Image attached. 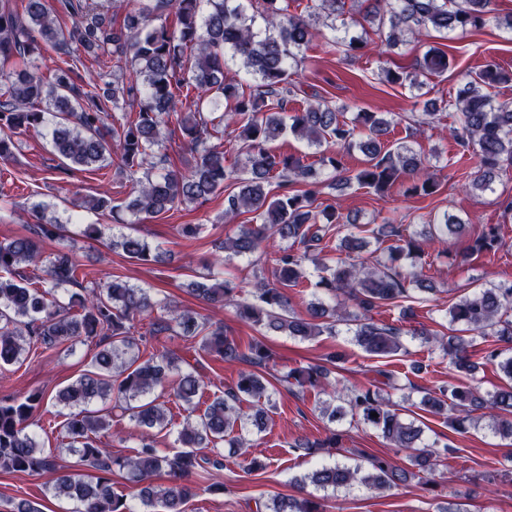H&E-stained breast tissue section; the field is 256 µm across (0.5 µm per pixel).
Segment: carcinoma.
I'll return each mask as SVG.
<instances>
[{"mask_svg": "<svg viewBox=\"0 0 512 512\" xmlns=\"http://www.w3.org/2000/svg\"><path fill=\"white\" fill-rule=\"evenodd\" d=\"M15 0H0V160L14 157L17 137L27 132L47 131L53 154L63 174L102 170L111 164L112 147L119 150L118 171L133 184L135 197L127 205L134 214L162 215L179 204L201 203L227 192L224 215L233 218L253 214L252 223L239 225L235 236L224 241V251L247 257L275 236L303 245L298 252L290 247L274 253L275 282H259L254 301L236 299L238 286L207 274L189 284V292L214 305L232 304L236 315L252 325L291 337L311 339L336 335L343 325L356 344L367 353L386 357L404 350L399 328L373 321L371 312L385 304L409 297V287L423 292L434 288L425 284L417 271L425 245H445L459 234L465 221L443 213L425 225L421 238L405 234L400 224L384 221L377 229L380 249L375 263L355 261L368 242L357 234H346L339 246L327 240L331 227L341 229L344 218L334 209H318L320 181L311 164L294 155L276 151L270 143L282 135L337 150L320 156L318 164L331 170L344 186L385 194L396 182L405 184L408 196H430L439 189L436 173L425 159L404 142L387 143L394 119L379 112L360 109L347 117L350 107L322 96L302 109L288 112V96L294 93L291 71L299 53L317 37L324 36L317 23L334 32L326 41L331 50L352 57L368 47L361 35H351L336 26L345 14L346 3L359 15L357 24L375 29L381 44L394 49L407 38L417 39L435 31L451 34L479 31L497 19L495 0H318L315 11L304 15L289 11L288 0H261L258 15L245 13L243 0H56V11L75 18L69 30L55 23L45 0H23V12ZM125 10L120 32L104 25L98 9ZM174 10L179 27L171 30L155 24L166 11ZM47 45L57 51L61 65L51 75L31 70L30 59ZM87 56L110 55L119 71L129 72L125 80L99 83L74 82L70 73L80 62L74 48ZM193 61L184 64L186 51ZM240 61L256 82L248 93L225 80L227 58ZM451 59L437 47L426 51L418 66L431 75L448 71ZM512 81V73L493 59L467 75L460 83L451 107L457 117L455 137L466 151L478 157L477 170L470 174L468 188L483 193L492 189L494 178L504 163H512V101L494 99L489 89ZM385 83L392 86H420L416 75L387 70ZM193 94L195 109L179 106L176 92ZM176 118L182 136L196 154L188 172L165 169L156 148L161 146L169 119ZM112 119V126L106 120ZM234 128L240 151L246 156L248 176L241 178L224 165L221 145L210 143L224 137V129ZM357 147L364 165L348 173L343 151ZM297 184L306 185L295 190ZM79 207L97 212H115L110 197H92ZM33 232L6 242L0 241V368L15 364L33 347L53 350L65 344L90 341L99 347L92 369L85 371L60 390L55 401L69 409L61 428L68 439L66 450L78 457L74 468L60 474L49 488L56 499L74 504V512H137L139 500L144 512H185L196 496L190 477L199 469L224 468L222 446L239 456L247 453L242 435L246 421L260 426L267 412L261 406L245 415L241 403L257 404L265 396L266 379L257 372L265 368L273 354L265 343L252 340L239 344L222 324L200 320L184 309L168 310V319L152 323L151 335L180 331L199 339V348L225 362H245L250 370L239 373L234 386L215 397L203 411L195 399L204 382L192 372L175 380L169 372L179 369L173 352L158 350L143 360L142 339L132 336L138 320L152 317L159 303L142 288L117 279H105L85 286L79 281L81 264L74 256L66 225L43 204L34 206ZM54 241L58 252L44 257L42 242ZM497 227L491 225L474 240L471 252L481 253L498 246ZM135 262H161L165 253L146 241L124 236L111 241ZM346 257H341V253ZM313 262L322 272L316 287L335 301L328 307L311 303L308 317L287 313L286 290L306 279L305 263ZM33 265L43 272L33 282L25 268ZM69 294L63 305L58 291ZM449 321L460 324L467 335H439L427 330L412 335L424 337L450 360L456 372L470 379L477 371L469 348L477 339L488 344L487 359L496 363L505 384L492 392H482L470 383H448L436 392L425 393L416 408L440 416L457 431L471 425V412L488 411L489 425L500 437L512 439V355H503L502 346L512 350V285L489 284L461 297L448 308ZM324 365L293 369L284 382L303 392L312 389L328 396L321 411L331 418L349 416L375 429L387 443L406 453L416 471L391 466L387 459L369 456L354 465L336 463L315 469L304 476L315 488L334 492L365 487L391 490L418 474H429L437 465L434 445L423 439V430L402 418L399 404L382 394L377 384L355 386L348 393L336 390ZM161 388L159 395L149 394ZM111 399L129 413L142 429L135 454L114 456L101 435L110 428L109 411L90 405ZM189 411L180 428V450L173 455L158 451L152 431L162 432L172 425L168 400ZM44 402L43 393L33 391L23 397L0 399V470L37 473L56 469L52 452L40 447L36 435L26 431L34 411ZM377 413L378 417L371 416ZM341 435L331 433L314 443L303 442L296 449L306 454L330 453L340 448ZM127 475L132 491L124 493L112 483V472ZM165 471L170 483L157 488L152 477ZM7 512H43L38 499L9 501ZM256 512H325L314 495L274 498L256 502Z\"/></svg>", "mask_w": 512, "mask_h": 512, "instance_id": "cac0c4a2", "label": "carcinoma"}]
</instances>
